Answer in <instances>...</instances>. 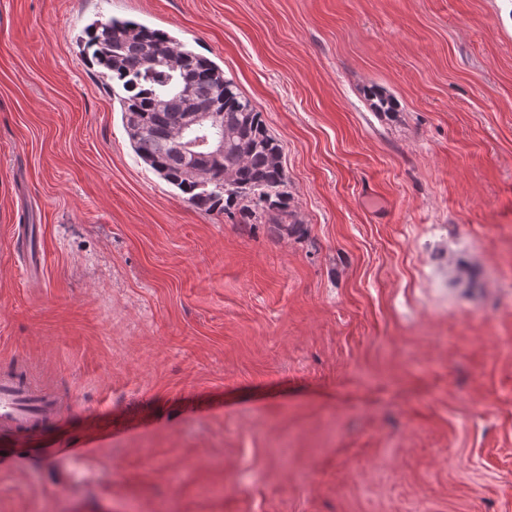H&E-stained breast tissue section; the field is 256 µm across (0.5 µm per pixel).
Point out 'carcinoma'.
I'll list each match as a JSON object with an SVG mask.
<instances>
[{"mask_svg": "<svg viewBox=\"0 0 512 512\" xmlns=\"http://www.w3.org/2000/svg\"><path fill=\"white\" fill-rule=\"evenodd\" d=\"M85 45L112 80L135 154L206 213L273 224L283 234L303 224L282 163L283 148L263 115L224 70L160 29L131 19L96 20ZM211 113L224 152L194 159L183 139L195 112Z\"/></svg>", "mask_w": 512, "mask_h": 512, "instance_id": "cac0c4a2", "label": "carcinoma"}]
</instances>
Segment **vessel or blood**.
<instances>
[{
    "mask_svg": "<svg viewBox=\"0 0 512 512\" xmlns=\"http://www.w3.org/2000/svg\"><path fill=\"white\" fill-rule=\"evenodd\" d=\"M73 404V399L41 385L30 367L9 360L0 363V435L25 444Z\"/></svg>",
    "mask_w": 512,
    "mask_h": 512,
    "instance_id": "1",
    "label": "vessel or blood"
}]
</instances>
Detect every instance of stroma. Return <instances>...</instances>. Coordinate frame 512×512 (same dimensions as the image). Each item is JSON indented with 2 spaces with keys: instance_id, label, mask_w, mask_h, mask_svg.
<instances>
[{
  "instance_id": "35a3bbf8",
  "label": "stroma",
  "mask_w": 512,
  "mask_h": 512,
  "mask_svg": "<svg viewBox=\"0 0 512 512\" xmlns=\"http://www.w3.org/2000/svg\"><path fill=\"white\" fill-rule=\"evenodd\" d=\"M111 16L262 112L303 236L136 156ZM2 358L77 403L0 512H512V0H0Z\"/></svg>"
}]
</instances>
